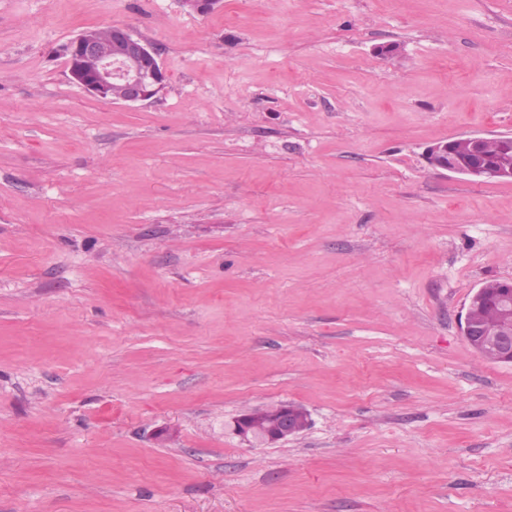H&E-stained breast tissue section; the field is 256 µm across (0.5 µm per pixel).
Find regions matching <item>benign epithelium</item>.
<instances>
[{"label": "benign epithelium", "mask_w": 512, "mask_h": 512, "mask_svg": "<svg viewBox=\"0 0 512 512\" xmlns=\"http://www.w3.org/2000/svg\"><path fill=\"white\" fill-rule=\"evenodd\" d=\"M182 7L193 13L207 14L220 0H180ZM70 79L91 96L114 103L134 104L155 97L167 79L159 52L150 43L135 35L128 27L114 24L109 37L102 40L96 28L80 31L64 48ZM470 158L465 162L453 159L451 141L438 142L425 153L427 164L442 171L459 174L472 182L512 181V164L491 163L484 153L488 137L470 135ZM499 307L502 327L499 335L489 340L481 335L471 319V311L488 291L482 283L470 296L466 307L462 335L469 346L476 348L490 343L500 351V362L512 364V283L499 282ZM310 426V419L296 415V406L280 404L269 410L268 426L257 436L253 414H242L234 421V430L243 438L277 444L295 438Z\"/></svg>", "instance_id": "1"}]
</instances>
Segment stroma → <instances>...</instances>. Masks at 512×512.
I'll list each match as a JSON object with an SVG mask.
<instances>
[{"label": "stroma", "instance_id": "35a3bbf8", "mask_svg": "<svg viewBox=\"0 0 512 512\" xmlns=\"http://www.w3.org/2000/svg\"><path fill=\"white\" fill-rule=\"evenodd\" d=\"M113 24L154 98L71 81ZM510 133L512 0H0V512H512V182L425 161ZM107 40L103 41L101 37ZM100 34V36H99ZM70 79L91 96L134 104L154 98L167 79L159 52L128 27H89L64 48ZM496 282V280H491ZM500 296L499 307L502 313V327L499 335L489 340L481 335L471 319V311L475 305L479 304L489 290V285L482 283L470 296L466 307L464 322L462 324V335L470 347L476 348L481 344L489 343L494 345L500 351V363L512 364V283L508 281H498ZM472 316L482 326L487 336H496L499 318L492 303L476 307L472 312ZM297 406L293 404H280L269 410L268 426L263 430V435L258 437L253 423V414H242L234 421V430L243 438L257 439L267 444L286 442L295 438L310 426L308 414L302 420L297 416Z\"/></svg>", "mask_w": 512, "mask_h": 512}]
</instances>
